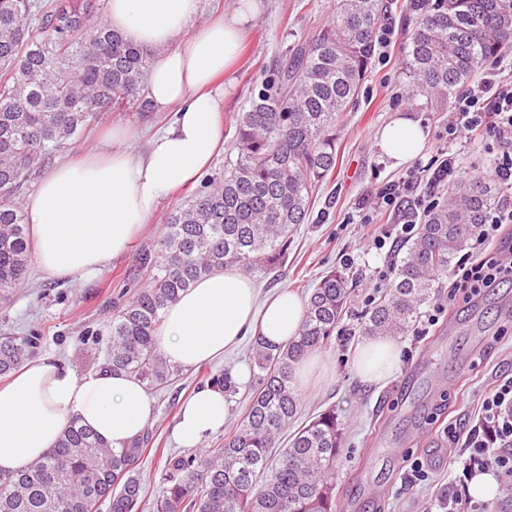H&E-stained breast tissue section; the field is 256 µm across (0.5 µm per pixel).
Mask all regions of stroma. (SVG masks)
Masks as SVG:
<instances>
[{
    "mask_svg": "<svg viewBox=\"0 0 512 512\" xmlns=\"http://www.w3.org/2000/svg\"><path fill=\"white\" fill-rule=\"evenodd\" d=\"M389 2L391 33L385 44L376 45L357 102L336 131V166L315 194L308 222L290 231L288 257L282 264L256 269L250 278L264 297L282 288L306 295L323 273L333 269L353 276L349 309L335 339L320 350L333 374L304 391L299 419L307 421L331 408L345 425L346 444L334 478L340 512H444L442 499L463 457L446 429L459 422L474 426L485 393L496 381L512 376V286L473 305L456 304L435 326L419 317L415 327L398 339L400 362L388 380L369 385L354 375L353 358L364 342L358 317L379 286L385 263L384 251L375 248L362 221L379 215L381 188L432 163L437 148L447 146L448 124L455 119L449 105L413 88L405 70L407 35L402 23L409 0ZM334 6L335 0H263L224 98L225 139H232L236 117L265 71L295 40L325 25ZM400 115L419 122L425 148L419 157L397 167L380 153L376 137ZM170 119L166 112L144 119L129 110L101 113L72 150L60 152L56 160L64 162L74 151H97L116 123L133 130L129 148L140 153ZM191 193L186 187L163 201L131 249L102 272L59 281L29 263L23 284L7 305L0 306V334H40L41 352L55 354L79 376L104 368V340L112 317L148 278L138 254L157 239L166 216ZM92 335L100 336L99 344L89 343ZM253 352V340H245L223 360L180 371L168 386L151 391L152 451L138 465L147 499L159 494L167 456L184 452L173 427L182 403L205 384V370L232 372L251 366ZM418 460L428 471L427 480L412 473L411 465Z\"/></svg>",
    "mask_w": 512,
    "mask_h": 512,
    "instance_id": "35a3bbf8",
    "label": "stroma"
}]
</instances>
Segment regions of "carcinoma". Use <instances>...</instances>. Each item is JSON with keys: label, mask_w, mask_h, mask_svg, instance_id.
<instances>
[{"label": "carcinoma", "mask_w": 512, "mask_h": 512, "mask_svg": "<svg viewBox=\"0 0 512 512\" xmlns=\"http://www.w3.org/2000/svg\"><path fill=\"white\" fill-rule=\"evenodd\" d=\"M380 17L378 0H336L332 19L266 73L239 113L232 155L141 250L148 282L112 317L107 367L148 390L169 383L178 369L155 341L163 310L215 269L251 273L284 258L290 228L304 223L315 189L336 166V129L366 77ZM407 22L406 68L419 91L441 101L512 45V0H437ZM151 64L150 52L92 20L85 0H0L1 306L31 257L23 187L98 112H150L144 87ZM495 199L484 177L460 176L448 204L431 208L378 299L360 315L362 336L408 333ZM350 293L344 271L327 272L308 295L297 338L276 348L256 341L257 387L245 414L219 447L166 459L153 512H336L331 474L345 431L335 411L296 429L270 467L300 406L293 366L335 338ZM39 347L34 334L0 337V376ZM208 385L236 392L224 371L209 375ZM145 453L140 437L116 450L73 421L28 470L0 476V512H98L103 505L137 512V465Z\"/></svg>", "instance_id": "obj_1"}]
</instances>
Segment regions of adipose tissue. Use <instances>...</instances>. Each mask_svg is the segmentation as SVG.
Wrapping results in <instances>:
<instances>
[{
    "label": "adipose tissue",
    "mask_w": 512,
    "mask_h": 512,
    "mask_svg": "<svg viewBox=\"0 0 512 512\" xmlns=\"http://www.w3.org/2000/svg\"><path fill=\"white\" fill-rule=\"evenodd\" d=\"M201 2L107 0L106 23L152 52L146 95L153 111L172 119L138 156L128 149L131 131L113 127L99 151L56 165L25 197L34 259L46 276L74 280L127 253L162 200L195 182L223 144L224 94L260 5L239 0L230 13L203 23ZM377 146L401 166L422 153L425 137L418 122L401 115L378 134ZM304 305L285 289L259 300L249 278L217 269L164 309L157 346L171 364L190 369L222 359L249 336L283 345L297 336ZM399 357L393 338L374 337L357 351L353 370L379 383L395 373ZM228 407L223 392L199 389L181 408L178 443L199 447L223 428ZM153 416L146 389L133 376L109 369L79 376L55 355H42L0 385V474L18 473L45 456L70 421L119 449Z\"/></svg>",
    "instance_id": "adipose-tissue-1"
}]
</instances>
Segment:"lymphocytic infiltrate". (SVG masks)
<instances>
[{
    "mask_svg": "<svg viewBox=\"0 0 512 512\" xmlns=\"http://www.w3.org/2000/svg\"><path fill=\"white\" fill-rule=\"evenodd\" d=\"M457 120L448 126L449 142L461 136L480 137L493 154L491 171L507 191L490 209L485 224L473 236L468 251L456 262L448 281L453 294L473 302L503 282L512 281V80H503L497 71L482 73L476 84L457 95L454 106ZM456 152L438 150L430 176L414 170L399 184L387 186L378 198L401 222L400 235L411 239L418 232L423 199L412 193L421 183L439 186L456 176ZM450 440H465L466 456L461 463L462 478L496 468L499 474H512V377L490 388L481 403L479 422L467 436L448 428Z\"/></svg>",
    "mask_w": 512,
    "mask_h": 512,
    "instance_id": "lymphocytic-infiltrate-1",
    "label": "lymphocytic infiltrate"
}]
</instances>
